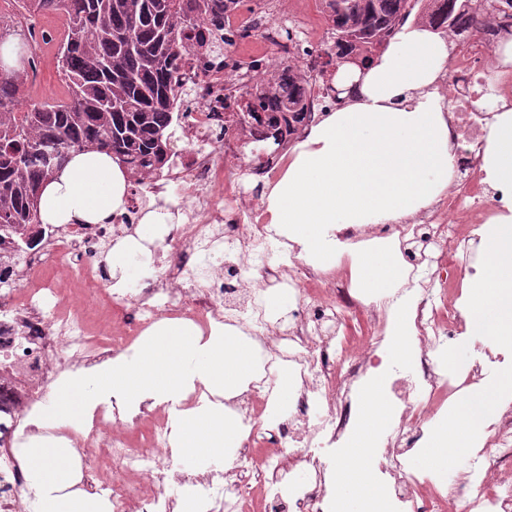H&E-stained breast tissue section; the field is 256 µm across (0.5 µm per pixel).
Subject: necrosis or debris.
Wrapping results in <instances>:
<instances>
[{
	"mask_svg": "<svg viewBox=\"0 0 512 512\" xmlns=\"http://www.w3.org/2000/svg\"><path fill=\"white\" fill-rule=\"evenodd\" d=\"M485 21L468 45L448 61L443 102L454 145L455 176L435 206L398 224H351L337 231V266L302 258L299 246L281 235L263 214L259 182L283 171L279 155L245 164V136L220 134L226 123L224 88L254 83L248 62L267 56L268 69L293 61L309 76L325 63L321 55L298 54L280 30L287 10L307 13L305 40L319 42L329 20L317 0H244L228 10L224 26L258 34L234 64L207 66L189 56L186 82L196 94L184 119L191 146L188 163H175L168 181L188 197L183 223L169 225L162 244L168 266L145 287L114 288L94 267L98 254L134 235L138 206L126 223L73 224L46 231L41 244L24 250L13 266L12 284L0 289V406L16 424L0 438V512H40L31 480L30 449L63 439L67 462L79 469L78 490L107 495L112 512H178L171 486L193 493L202 512H327L336 483V450L343 447L367 399L354 394L384 366L394 341L388 321L407 309L410 376L394 380L386 400L395 414L377 444L378 471L397 512H512V397L501 396L480 449L471 451L463 472L453 477L418 476L412 457L428 444L432 421L455 397L497 384L506 356L478 345L463 367L448 369L442 358L464 340L468 317L461 288L481 264L478 253L458 251L476 239L482 221L511 212L500 192L487 189L481 170L486 148V113L475 103L485 73L494 94L512 103V68L493 48L512 31V0H482ZM394 243L405 269L400 287L374 299L353 285L356 247L375 239ZM74 257L66 283H58L42 255ZM288 287L287 314L271 313V283ZM368 326L346 338L341 330L354 312ZM165 319H186L202 329H239L261 350L258 370L241 393L224 401L241 440L223 471L197 472L169 449L167 414L100 409L91 423L58 425L42 418L48 385L62 373L87 370L117 358L140 335ZM294 383L287 411L274 407L280 373Z\"/></svg>",
	"mask_w": 512,
	"mask_h": 512,
	"instance_id": "1",
	"label": "necrosis or debris"
}]
</instances>
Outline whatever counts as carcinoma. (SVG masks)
Masks as SVG:
<instances>
[{"label":"carcinoma","mask_w":512,"mask_h":512,"mask_svg":"<svg viewBox=\"0 0 512 512\" xmlns=\"http://www.w3.org/2000/svg\"><path fill=\"white\" fill-rule=\"evenodd\" d=\"M32 16L68 17L56 43L66 84L62 98L26 101L35 48L23 66L0 76V288L13 256L43 235L36 190L69 157L50 164L54 149L100 150L120 155L129 181L146 185L162 176L181 124L187 85L185 55L218 56L234 45L224 12L236 0H14ZM334 40L323 49L327 65L344 57L368 63L412 12L436 31L467 30L478 23L476 0H324ZM317 79L284 64L260 84L224 88V130L247 131L259 150L282 146L304 119L306 90Z\"/></svg>","instance_id":"1"}]
</instances>
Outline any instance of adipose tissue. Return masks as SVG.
<instances>
[{"label": "adipose tissue", "mask_w": 512, "mask_h": 512, "mask_svg": "<svg viewBox=\"0 0 512 512\" xmlns=\"http://www.w3.org/2000/svg\"><path fill=\"white\" fill-rule=\"evenodd\" d=\"M448 40L419 24L404 25L390 44L366 66L340 65L333 82L345 105L311 127L284 172L264 188L267 221L280 225L302 253L329 266L335 263L336 233L350 224H397L431 207L447 189L455 157L445 108L435 85L448 69ZM482 169L494 189H512V108L487 126ZM126 174L104 153L74 154L48 179L40 194L42 223L108 224L124 212ZM173 217L155 211L140 220L137 237L118 241L105 262L121 288L140 287L153 272L147 245L161 238ZM489 275L473 286L469 320L490 336L512 335V226L482 241ZM361 285L380 296L402 276L390 250L368 252L359 260ZM367 410L346 448L354 465L368 471L372 430L383 419L380 386H372ZM494 402L492 393L460 404L417 460L419 467L443 466L450 454L467 451L480 424V412ZM58 448L38 446L31 457L42 512H103L89 495H63L56 478Z\"/></svg>", "instance_id": "ef3b65f1"}]
</instances>
